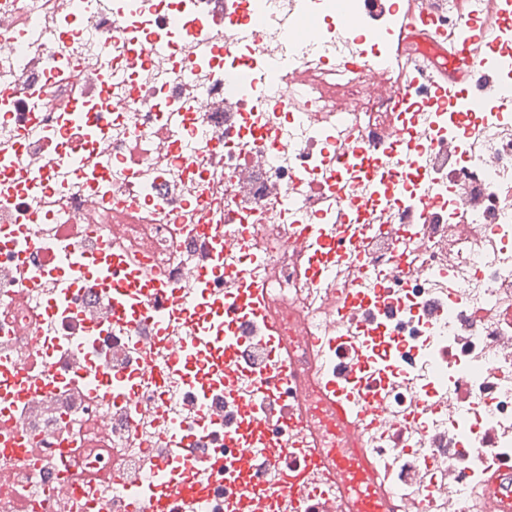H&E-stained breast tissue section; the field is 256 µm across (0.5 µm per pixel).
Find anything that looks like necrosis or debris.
<instances>
[{"label":"necrosis or debris","mask_w":512,"mask_h":512,"mask_svg":"<svg viewBox=\"0 0 512 512\" xmlns=\"http://www.w3.org/2000/svg\"><path fill=\"white\" fill-rule=\"evenodd\" d=\"M222 11L247 37L198 56ZM390 21L373 0H82L65 15L52 0H0V512H146L174 486L151 474L150 454L214 404L239 444L223 450L224 496L206 512H295L281 477L310 456L268 448L311 431L322 455L346 446L304 380L309 335L335 338L341 383L373 394V372L391 390L390 421L361 420L375 466L364 488L384 485L383 512L406 500L472 512L488 466L512 473V110L424 113L416 84L398 109L372 97L352 46L363 40L383 76L401 78L378 42ZM88 61L86 100L59 111L56 73ZM297 69L308 79L289 87ZM228 71L242 75L230 112ZM387 127L400 138L393 166L377 138ZM338 128L356 147L341 162ZM248 150L264 163L248 166ZM76 154L95 165L74 174ZM116 227L160 270L161 306L189 302L185 334L214 336L191 374L168 363L156 326L104 317L110 302L132 307L136 286L85 288L71 267L74 253L100 256ZM200 262L218 280L268 278L294 355L277 392L303 399L304 422L265 420L271 362L249 340L225 356L222 318L186 275ZM331 286L369 308L374 329L331 313Z\"/></svg>","instance_id":"obj_1"}]
</instances>
